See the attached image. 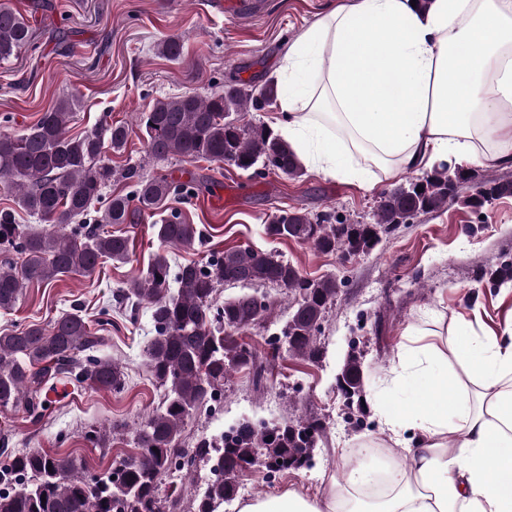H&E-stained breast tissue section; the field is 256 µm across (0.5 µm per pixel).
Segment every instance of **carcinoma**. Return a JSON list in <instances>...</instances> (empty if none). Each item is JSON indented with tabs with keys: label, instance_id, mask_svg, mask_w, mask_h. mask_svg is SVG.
I'll list each match as a JSON object with an SVG mask.
<instances>
[{
	"label": "carcinoma",
	"instance_id": "obj_1",
	"mask_svg": "<svg viewBox=\"0 0 512 512\" xmlns=\"http://www.w3.org/2000/svg\"><path fill=\"white\" fill-rule=\"evenodd\" d=\"M32 35L29 19L0 0V60L29 46ZM183 50L178 38L157 43V54L170 61L180 60ZM278 95L277 82L267 80L157 98L140 118L148 155L156 161H227L244 171L261 169L297 178L302 168L288 142L265 125L239 118L247 110H265ZM77 107L75 99L64 97L23 133L0 130V181L9 184L15 197V207L0 210V311L13 310L29 285L85 275L108 261L127 262L129 238L101 233L96 225L134 224L142 212L188 193L186 184L148 176L139 165L114 172L105 157L124 150L129 126L104 122L73 136L68 128ZM116 175L130 193L112 196L101 214L90 217L103 188ZM404 185V190L396 186L382 193L371 224L336 223L327 213L287 208L273 215L266 232L320 253L352 250L364 255L376 246L379 234L441 210L462 188L470 189L463 204L476 210L512 195L511 180L485 179L472 168L449 162L432 165ZM18 209L52 230L17 223ZM156 234L163 250L125 293L134 304L151 305L155 335L144 348L145 364L164 391L160 406L135 431L139 456L115 462L89 481L87 467L74 457L51 456L39 449L15 453L0 463V512H162L164 507L181 512L179 497L161 505V479L174 471L191 476L200 461L212 463V478L195 512H218L237 497L244 466L260 463L276 473L300 469L310 461L324 432L317 417L272 426L245 420L220 441L201 437L190 451L182 448V432L193 414L214 404V395L231 373L248 369L259 379L265 372L238 334L271 313L273 301L264 294L243 293L216 308L219 285L272 284L293 296L275 342L285 339L289 356L316 361L321 355V322L338 294L336 279H311L294 264L253 248L226 250L207 267L189 262L174 268L166 249L191 247L203 238V231L173 211L156 225ZM13 254L21 255L20 265L12 262ZM98 345L79 303L47 327L33 323L1 333L0 408L23 402L31 415H40L42 402L33 392L58 373L97 389L121 387V367L95 355ZM341 373L346 386H363L362 357L349 355Z\"/></svg>",
	"mask_w": 512,
	"mask_h": 512
}]
</instances>
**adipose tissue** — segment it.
<instances>
[{"instance_id": "obj_1", "label": "adipose tissue", "mask_w": 512, "mask_h": 512, "mask_svg": "<svg viewBox=\"0 0 512 512\" xmlns=\"http://www.w3.org/2000/svg\"><path fill=\"white\" fill-rule=\"evenodd\" d=\"M281 128L298 157L329 176L351 164L390 177L454 159L512 165V0H342L288 45ZM384 414L411 436V467L392 469L379 501L352 470L323 501L295 491L241 512H512V330L474 336L455 322L436 340L410 328Z\"/></svg>"}]
</instances>
